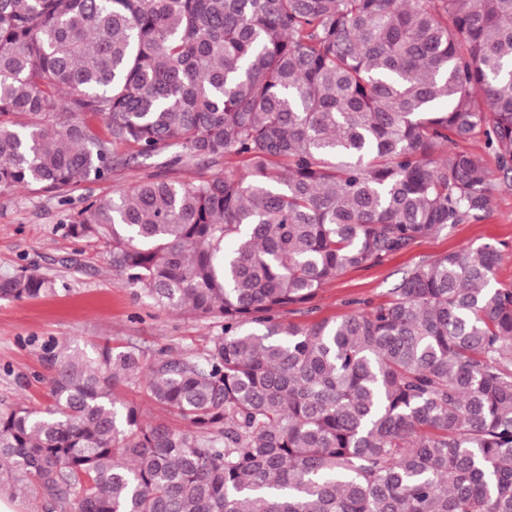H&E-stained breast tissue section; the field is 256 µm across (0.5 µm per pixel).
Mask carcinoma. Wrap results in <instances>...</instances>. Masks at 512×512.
<instances>
[{
  "instance_id": "1",
  "label": "carcinoma",
  "mask_w": 512,
  "mask_h": 512,
  "mask_svg": "<svg viewBox=\"0 0 512 512\" xmlns=\"http://www.w3.org/2000/svg\"><path fill=\"white\" fill-rule=\"evenodd\" d=\"M512 187V0H0V190L86 200L201 351L42 345L53 403L0 400V491L47 512H512V285L485 244L335 322L286 319L345 271ZM125 147L126 155L117 153ZM54 291L35 270L0 298ZM144 388L178 426L113 396Z\"/></svg>"
}]
</instances>
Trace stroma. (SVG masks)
<instances>
[{"label":"stroma","instance_id":"obj_1","mask_svg":"<svg viewBox=\"0 0 512 512\" xmlns=\"http://www.w3.org/2000/svg\"><path fill=\"white\" fill-rule=\"evenodd\" d=\"M174 149L141 157L69 193L68 203L23 189L0 190V276L35 267L55 280L56 291L34 299H0V397L34 407L50 404L49 372L41 346L52 337H74L79 348L111 338L113 347L180 352L201 350L218 333L216 324L137 299L125 277L112 269L102 243L77 241L62 230L85 200L105 198L140 180L167 171L170 178L194 179L195 164H173ZM484 244L500 253L497 279L512 284V190L492 192L491 210L415 241L373 267L347 270L322 288L308 307L289 314L302 324L334 321L386 302L408 269L443 254Z\"/></svg>","mask_w":512,"mask_h":512}]
</instances>
